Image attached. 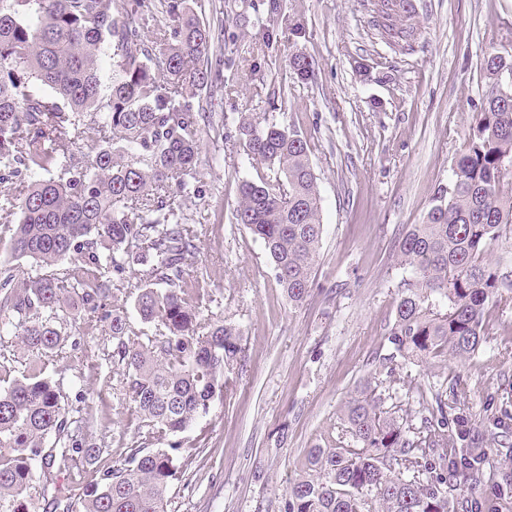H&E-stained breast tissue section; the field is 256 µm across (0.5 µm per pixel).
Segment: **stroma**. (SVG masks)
<instances>
[{
	"label": "stroma",
	"instance_id": "1",
	"mask_svg": "<svg viewBox=\"0 0 512 512\" xmlns=\"http://www.w3.org/2000/svg\"><path fill=\"white\" fill-rule=\"evenodd\" d=\"M413 3L419 36L402 51L381 37L369 0L194 4L211 29V57L226 62L234 89L202 91L199 161L190 192L174 202L198 229L188 270L204 277L211 297L200 322L237 328L241 352L224 371V396L177 436L184 455L167 512H284L308 449L349 444L345 405L367 379L386 394L385 409L411 414L414 428L428 391L456 403L479 433L512 414L510 294L487 306L482 344L470 356L385 361L397 286L409 275L396 246L467 148L488 88L485 53H512V0ZM269 27L277 38L268 46ZM295 48L314 60L308 82L289 73ZM244 115L294 127L312 147L324 231L312 289L296 307L261 241L234 218L241 182L266 172L224 140L226 125ZM66 331L81 345L64 344L46 366L89 421L83 454L53 475L59 497L75 498L131 449L168 442L135 412L111 332L83 319Z\"/></svg>",
	"mask_w": 512,
	"mask_h": 512
}]
</instances>
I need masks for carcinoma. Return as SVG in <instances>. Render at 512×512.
<instances>
[{
    "instance_id": "1",
    "label": "carcinoma",
    "mask_w": 512,
    "mask_h": 512,
    "mask_svg": "<svg viewBox=\"0 0 512 512\" xmlns=\"http://www.w3.org/2000/svg\"><path fill=\"white\" fill-rule=\"evenodd\" d=\"M392 4L372 0L381 35L398 45L417 27L411 0H398V13ZM163 6L167 22L156 29L153 50L133 25L150 0H126L124 19L112 16V0H0V226L17 260L43 270L69 260L61 273L26 278L16 266L0 278V334L30 355L26 374L0 386V512H35V499L48 495L37 469L66 470L85 453L69 441L60 385L45 375V360L66 340L57 326L65 307L107 324L136 413L161 437L187 430L224 396V367L241 351L232 327L198 330L210 295L186 270L197 230L164 195L195 168L201 113L193 100L223 74L210 59V28L188 0ZM108 50L119 60L103 97L98 69ZM288 67L301 83L314 74L302 50L288 54ZM484 69L490 86L468 148L422 222L398 243L410 276L387 326L390 361L473 354L487 305L512 293V270L491 258L495 245L512 242V176L504 174L512 167V97L497 88L512 54H487ZM236 136L247 159L267 168L259 181L240 184L236 222L261 240L289 303L299 306L314 283L323 233L310 141L290 126L244 116ZM54 170L62 177L44 178ZM134 266L148 267L164 285L141 288L135 298L136 315L157 329L145 341L126 312L108 307L112 286ZM383 403L369 384L350 398L351 444L309 449L284 512H497L512 495L507 466L494 494L473 493L495 435L472 440L465 420L448 419L437 395L421 397L418 432ZM181 453L178 441L135 448L99 471L63 512H167ZM457 490L465 501L452 496Z\"/></svg>"
}]
</instances>
